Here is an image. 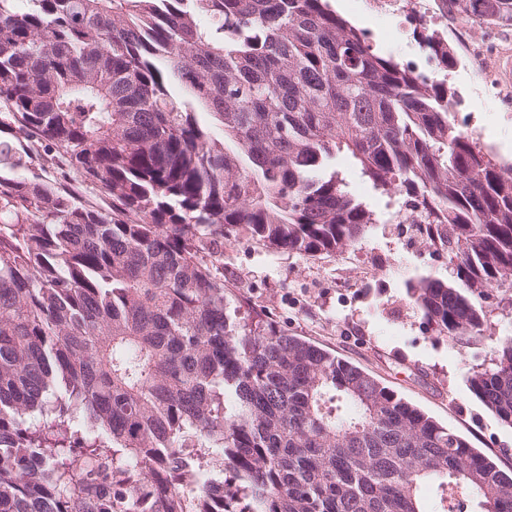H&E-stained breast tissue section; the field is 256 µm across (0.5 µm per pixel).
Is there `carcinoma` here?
<instances>
[{
    "mask_svg": "<svg viewBox=\"0 0 512 512\" xmlns=\"http://www.w3.org/2000/svg\"><path fill=\"white\" fill-rule=\"evenodd\" d=\"M512 26V0H440ZM327 0H0V512H512V474L360 368L231 321L240 236L302 256L379 222L337 162L448 247L409 281L471 344L512 288V165ZM205 113L223 131L213 134ZM112 200L28 176L30 142ZM469 388L512 427V336Z\"/></svg>",
    "mask_w": 512,
    "mask_h": 512,
    "instance_id": "cac0c4a2",
    "label": "carcinoma"
}]
</instances>
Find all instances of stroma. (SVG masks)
Segmentation results:
<instances>
[{"mask_svg":"<svg viewBox=\"0 0 512 512\" xmlns=\"http://www.w3.org/2000/svg\"><path fill=\"white\" fill-rule=\"evenodd\" d=\"M343 4L341 17L367 33L382 55L434 66L413 34L420 19L434 20L433 0H418L404 26L383 18L374 0ZM447 29L456 59L448 72L457 93L455 122L477 134L500 161L512 163V27L499 28L490 71L471 52L485 40L486 26L452 13ZM339 168L379 224L357 247L336 254L289 255L244 240L225 244L217 267L230 309L245 321L274 324L359 367L501 469L512 470V428L467 386L472 368L489 366L497 341L512 335V304L499 293L490 299L492 313L476 344L463 346L438 335L410 303L405 285L424 275L447 278V250L428 245L413 225L400 223L406 213L403 197L379 196L347 160H340ZM29 170L59 182L89 205L112 207L65 162L46 166L36 155Z\"/></svg>","mask_w":512,"mask_h":512,"instance_id":"35a3bbf8","label":"stroma"}]
</instances>
